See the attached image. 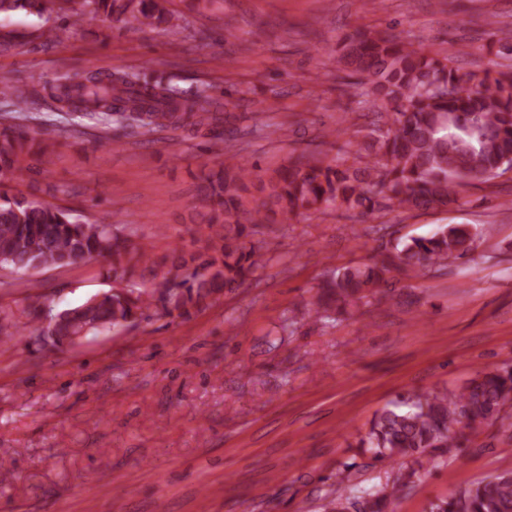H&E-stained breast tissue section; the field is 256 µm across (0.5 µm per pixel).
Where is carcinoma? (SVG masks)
Returning <instances> with one entry per match:
<instances>
[{
	"label": "carcinoma",
	"mask_w": 512,
	"mask_h": 512,
	"mask_svg": "<svg viewBox=\"0 0 512 512\" xmlns=\"http://www.w3.org/2000/svg\"><path fill=\"white\" fill-rule=\"evenodd\" d=\"M167 0H0V18L42 17L52 4L80 24L86 14L103 15L126 26L175 27ZM348 74L342 84L365 85L380 102V122L354 151L325 162L291 157L256 173L230 156L201 178V204L189 223L209 229L194 249H172L157 262L120 225L106 219L84 223L70 211L20 189L32 171L33 138L14 125L0 127V270L77 266L92 258L112 262V277L126 283L100 301L56 315L55 336L102 333L127 327L150 315L188 316L206 300L242 287L255 271L249 226L286 223L307 211L334 206L366 216L388 210H444L464 188L485 183L512 165V70L472 71L464 76L448 58L405 43L385 31L361 28L342 44ZM67 115L75 134L84 121L107 129L210 132L238 119L242 103L221 102L205 91L188 93L139 67L66 73L43 87ZM0 95L17 111L28 110L21 86L0 79ZM485 225L448 224L430 237L383 241L371 265L338 270L313 302L319 316L340 310L386 283L385 275L441 267L466 258ZM0 311V336L19 330L42 336L44 312ZM512 418V368L483 372L455 390L402 395L378 414L358 447L378 462L407 459L392 483L339 493L331 512H391V505L414 483L423 459L434 450L457 453L462 444L453 428L476 431ZM430 512H512V471L484 478L430 504Z\"/></svg>",
	"instance_id": "obj_1"
}]
</instances>
